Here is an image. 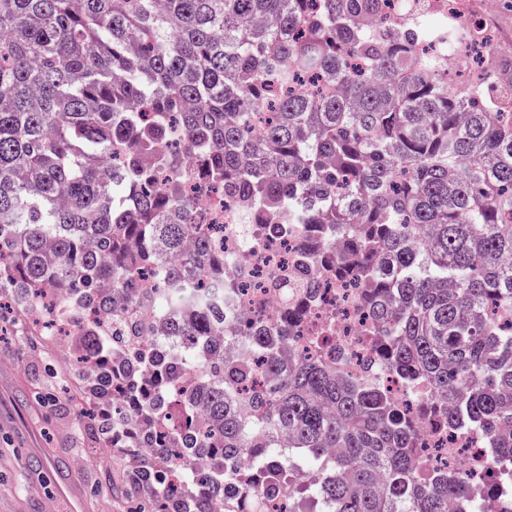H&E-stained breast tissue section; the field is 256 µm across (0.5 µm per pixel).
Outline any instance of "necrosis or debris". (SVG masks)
<instances>
[{"instance_id":"obj_1","label":"necrosis or debris","mask_w":512,"mask_h":512,"mask_svg":"<svg viewBox=\"0 0 512 512\" xmlns=\"http://www.w3.org/2000/svg\"><path fill=\"white\" fill-rule=\"evenodd\" d=\"M494 10L492 0H481L477 7L471 0H431L428 14H411L409 23L420 30L425 20L432 18L444 23L457 21L470 30V37L441 56L443 65L468 77L480 68L487 46L496 47L497 59H512V39L500 37L485 22ZM187 164L192 170L187 195L206 223L219 225L215 238L224 244V273L239 279L238 288L224 298L225 328L239 333L258 320L284 328L288 340L279 348L283 361L309 357L354 382L378 374L390 396L406 405L407 386L378 360L372 346L367 332L371 318L356 282L325 272L317 262L304 267L298 264L305 240L317 233V225L302 226L285 237H271L261 225L245 222L235 196L213 187L197 154H189ZM286 278H307L315 283L313 302L287 327L280 322L285 291L277 286ZM414 446L418 471L466 472L472 500L482 503L491 499L499 503V512H512V459L492 454L484 436L473 431H423Z\"/></svg>"}]
</instances>
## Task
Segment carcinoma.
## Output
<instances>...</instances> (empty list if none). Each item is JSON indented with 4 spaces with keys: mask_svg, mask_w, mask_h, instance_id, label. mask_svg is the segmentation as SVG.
I'll use <instances>...</instances> for the list:
<instances>
[{
    "mask_svg": "<svg viewBox=\"0 0 512 512\" xmlns=\"http://www.w3.org/2000/svg\"><path fill=\"white\" fill-rule=\"evenodd\" d=\"M390 1L423 2L0 0V290L23 312L48 289L68 298L69 375L99 447L115 394L142 401L138 441L169 464L133 458L120 489L97 483L123 512H215L235 485V512H260L251 485L276 491L300 459L324 475L319 512H487L460 478L417 476L412 444L423 424L512 457V323L490 315L512 308V61L451 91ZM174 124L245 213L279 235L326 226L303 260L366 288L413 412L316 361L282 365L283 336L260 326L224 357L209 333L224 254L178 154L156 152ZM152 267L167 284L138 289ZM141 306L167 337L119 365Z\"/></svg>",
    "mask_w": 512,
    "mask_h": 512,
    "instance_id": "cac0c4a2",
    "label": "carcinoma"
}]
</instances>
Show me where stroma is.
<instances>
[{
  "instance_id": "1",
  "label": "stroma",
  "mask_w": 512,
  "mask_h": 512,
  "mask_svg": "<svg viewBox=\"0 0 512 512\" xmlns=\"http://www.w3.org/2000/svg\"><path fill=\"white\" fill-rule=\"evenodd\" d=\"M69 351L57 337L34 335L19 308L0 332V512H43L66 460L86 455L91 435L66 389ZM54 392L47 406L39 393ZM42 451L33 460L31 449Z\"/></svg>"
}]
</instances>
